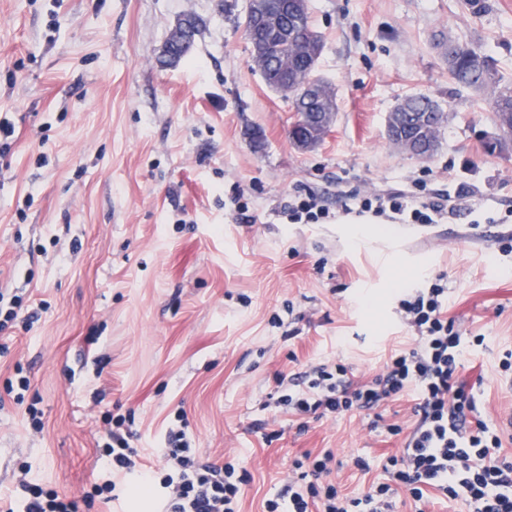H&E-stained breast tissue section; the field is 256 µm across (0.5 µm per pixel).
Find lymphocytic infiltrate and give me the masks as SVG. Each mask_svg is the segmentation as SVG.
Wrapping results in <instances>:
<instances>
[{"instance_id": "1", "label": "lymphocytic infiltrate", "mask_w": 512, "mask_h": 512, "mask_svg": "<svg viewBox=\"0 0 512 512\" xmlns=\"http://www.w3.org/2000/svg\"><path fill=\"white\" fill-rule=\"evenodd\" d=\"M340 214L387 224H438L453 212L422 180L414 181L411 189L385 194L348 191L338 214L330 212L318 193L303 187L280 211L291 224H326ZM397 311L415 342L391 354L374 377L353 379L339 361L277 381L289 413L321 418L374 410L405 391H417L411 431L403 432L396 424L386 427L389 434L406 436L400 453L384 460L386 481L359 498L341 494L326 480L334 453L324 449L308 461H294L287 483L266 500L265 512H396L402 489L417 501L433 495L448 500L463 496L471 512H512V456L501 453L504 433L484 419L478 398L458 382L483 337L464 335L449 317L448 287L438 276L404 292ZM106 424L102 454L111 478L77 498L43 486L25 465L16 486V505L6 512H80L98 501L107 504L113 500L115 476L134 472L142 483L163 492L167 512H240L247 472L229 461L200 462L184 429L169 430L161 451L165 464L153 470L143 468L131 448L125 415L107 416Z\"/></svg>"}]
</instances>
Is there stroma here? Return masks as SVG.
<instances>
[{"label":"stroma","mask_w":512,"mask_h":512,"mask_svg":"<svg viewBox=\"0 0 512 512\" xmlns=\"http://www.w3.org/2000/svg\"><path fill=\"white\" fill-rule=\"evenodd\" d=\"M246 4L0 0V113L14 125L0 150V289L23 297L0 330L2 500L25 464L45 486L90 490L106 473L110 413L132 416L131 444L150 467L178 414L201 460L242 456L241 512H263L289 465L324 448L337 454L331 480L361 494L383 481L380 462L402 436L371 430L365 413L288 416L277 378L337 358L376 374L411 344L397 297L426 274L445 277L450 315L485 338L462 374L484 418H512L498 369L512 350V253L501 250L512 148L485 151L492 93L456 84L438 46L467 42L512 83V0H309L324 43L316 74L336 114L308 150L289 137L288 95L251 65ZM188 13L206 23L193 52L159 66ZM420 95L447 114L425 159L387 137L388 114ZM416 179L450 192L454 218L394 239L387 224L277 214L301 187L334 209L351 189ZM235 189L255 223H238ZM22 375L19 401L7 388ZM162 508L130 478L103 512Z\"/></svg>","instance_id":"stroma-1"}]
</instances>
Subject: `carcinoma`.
<instances>
[{
	"label": "carcinoma",
	"instance_id": "obj_1",
	"mask_svg": "<svg viewBox=\"0 0 512 512\" xmlns=\"http://www.w3.org/2000/svg\"><path fill=\"white\" fill-rule=\"evenodd\" d=\"M285 14L291 34L283 36L280 29L271 27L260 49L265 63L262 76L266 84L277 90H284L292 97L297 119L291 126L290 134L303 128L302 118L306 112H335L336 101L333 93L326 96L327 105L313 107L306 96L298 89L284 87L282 77L285 74L303 73L314 75L317 62L323 51V40L310 23L308 0H285ZM183 36L162 49L159 64L163 67H175L186 59L194 49L204 26L195 19H185L181 25ZM448 73L454 82L475 91L493 90L494 125L497 129L496 141L507 144L512 141V87L499 86L500 78L492 59L468 44L449 41V51L445 56ZM440 105L427 96H415L404 100L393 111V119L401 128L422 132L425 139H436L441 125L435 121Z\"/></svg>",
	"mask_w": 512,
	"mask_h": 512
}]
</instances>
